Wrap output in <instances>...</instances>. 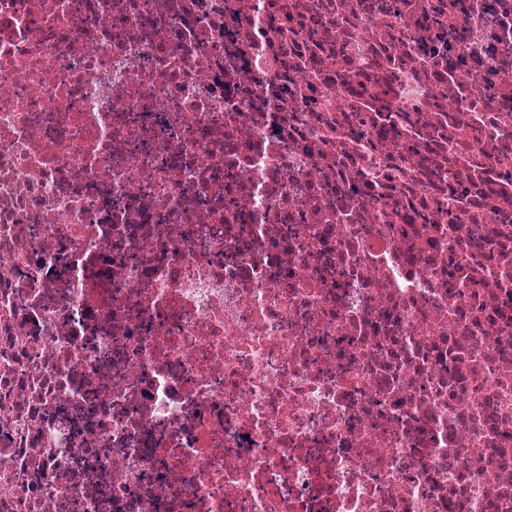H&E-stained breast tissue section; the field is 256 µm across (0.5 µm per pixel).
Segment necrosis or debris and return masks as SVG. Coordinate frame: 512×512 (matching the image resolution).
I'll use <instances>...</instances> for the list:
<instances>
[{"instance_id": "1", "label": "necrosis or debris", "mask_w": 512, "mask_h": 512, "mask_svg": "<svg viewBox=\"0 0 512 512\" xmlns=\"http://www.w3.org/2000/svg\"><path fill=\"white\" fill-rule=\"evenodd\" d=\"M0 512H512V0H0Z\"/></svg>"}]
</instances>
